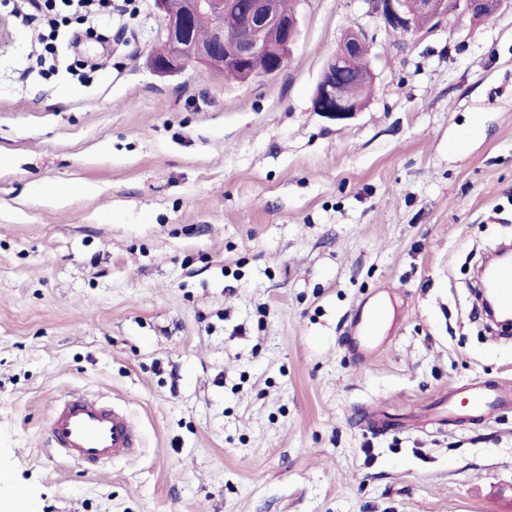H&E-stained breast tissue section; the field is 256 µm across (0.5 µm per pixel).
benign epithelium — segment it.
I'll list each match as a JSON object with an SVG mask.
<instances>
[{
    "label": "benign epithelium",
    "instance_id": "obj_1",
    "mask_svg": "<svg viewBox=\"0 0 512 512\" xmlns=\"http://www.w3.org/2000/svg\"><path fill=\"white\" fill-rule=\"evenodd\" d=\"M369 13L383 19L388 28L409 32L414 16L426 15L430 23L440 25L453 17L468 15L474 20L485 17L488 8H497L503 0H365ZM162 18L163 36L152 54L151 64L159 74L187 64L232 72L250 73L248 64L256 57L265 58L266 74L273 75L299 35V14L285 13L279 0H154ZM238 17L237 29L224 32V16ZM202 24L209 36L198 37ZM369 48L365 35L353 33L342 39L336 54L324 66L311 99L312 110L336 122L352 118L361 111L364 101L348 94L336 78V71L349 57Z\"/></svg>",
    "mask_w": 512,
    "mask_h": 512
}]
</instances>
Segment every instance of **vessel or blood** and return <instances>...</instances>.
<instances>
[{
	"mask_svg": "<svg viewBox=\"0 0 512 512\" xmlns=\"http://www.w3.org/2000/svg\"><path fill=\"white\" fill-rule=\"evenodd\" d=\"M500 307L512 312V264L499 267L488 282ZM384 297H376L369 308L357 311V350L360 359L371 358L381 346ZM512 397L504 386L476 384L464 392L448 395V416L439 426L466 416L473 421L488 415ZM49 439L56 451L75 464L92 467L133 456L139 446V431L124 408L102 398L66 389L55 400L48 419Z\"/></svg>",
	"mask_w": 512,
	"mask_h": 512,
	"instance_id": "obj_1",
	"label": "vessel or blood"
}]
</instances>
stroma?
Instances as JSON below:
<instances>
[{"label": "stroma", "instance_id": "35a3bbf8", "mask_svg": "<svg viewBox=\"0 0 512 512\" xmlns=\"http://www.w3.org/2000/svg\"><path fill=\"white\" fill-rule=\"evenodd\" d=\"M103 60L35 64L0 10V500L30 512H512V404L434 428L453 386H512L470 283L512 241V0L408 33L302 0L274 76L160 75L152 0H112ZM373 91L311 109L343 35ZM63 189L47 201L43 187ZM371 360L350 316L384 288ZM126 407L135 457H57L61 390Z\"/></svg>", "mask_w": 512, "mask_h": 512}]
</instances>
